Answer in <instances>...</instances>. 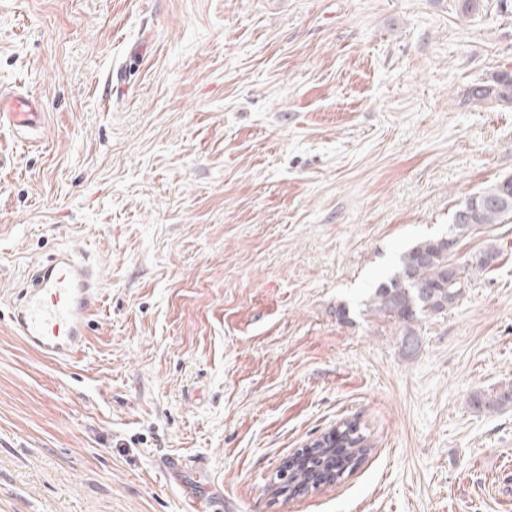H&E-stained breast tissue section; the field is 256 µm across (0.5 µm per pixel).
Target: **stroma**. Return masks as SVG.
Listing matches in <instances>:
<instances>
[{"label": "stroma", "instance_id": "35a3bbf8", "mask_svg": "<svg viewBox=\"0 0 512 512\" xmlns=\"http://www.w3.org/2000/svg\"><path fill=\"white\" fill-rule=\"evenodd\" d=\"M485 3L0 0V83L45 111L0 128V512H512V406L468 403L512 385V223L460 239L500 257L414 354L364 306L512 176V108L465 97L512 71ZM65 248L103 295L58 362L7 313ZM354 418L352 475L273 496Z\"/></svg>", "mask_w": 512, "mask_h": 512}]
</instances>
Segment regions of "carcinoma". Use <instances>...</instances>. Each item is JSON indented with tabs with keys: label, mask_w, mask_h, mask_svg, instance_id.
<instances>
[{
	"label": "carcinoma",
	"mask_w": 512,
	"mask_h": 512,
	"mask_svg": "<svg viewBox=\"0 0 512 512\" xmlns=\"http://www.w3.org/2000/svg\"><path fill=\"white\" fill-rule=\"evenodd\" d=\"M468 99L501 107L512 106V72H498L488 80L471 84L466 91ZM471 218L461 220L452 215L449 235L455 239L474 233L490 224L512 221V177L486 187L460 204L470 203ZM448 243L441 237L415 242L399 256L396 271L379 282L369 296V310L398 322L401 345L412 351L418 346L415 326L425 318L440 314L462 297L469 279L468 268L485 271L487 259L499 257L496 247L490 245L465 264L448 265ZM469 403L488 409L504 408L512 404V386L499 390L494 397L474 394ZM311 456L295 453L289 458L288 483L308 486L315 480V468H336V481L350 474L370 451L368 437L356 421H345L310 443Z\"/></svg>",
	"instance_id": "carcinoma-1"
}]
</instances>
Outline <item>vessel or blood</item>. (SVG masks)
I'll use <instances>...</instances> for the list:
<instances>
[{"label": "vessel or blood", "instance_id": "vessel-or-blood-1", "mask_svg": "<svg viewBox=\"0 0 512 512\" xmlns=\"http://www.w3.org/2000/svg\"><path fill=\"white\" fill-rule=\"evenodd\" d=\"M44 117L35 95L0 86V127L23 134ZM100 275L85 255L57 253L31 283L18 291L9 321L12 330L39 355L66 361L86 344L91 318L98 306Z\"/></svg>", "mask_w": 512, "mask_h": 512}]
</instances>
